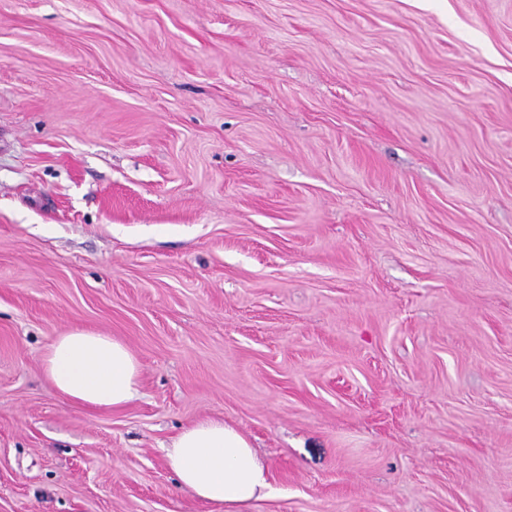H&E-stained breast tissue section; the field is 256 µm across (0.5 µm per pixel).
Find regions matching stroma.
Returning <instances> with one entry per match:
<instances>
[{"label": "stroma", "mask_w": 512, "mask_h": 512, "mask_svg": "<svg viewBox=\"0 0 512 512\" xmlns=\"http://www.w3.org/2000/svg\"><path fill=\"white\" fill-rule=\"evenodd\" d=\"M206 418L250 512H512V0H0V512H220ZM43 367L56 389L77 404L120 407L139 393L140 363L111 336L70 329L50 345ZM167 456L179 486L225 512H244L273 494L266 465L246 437L224 421L201 420L184 428Z\"/></svg>", "instance_id": "35a3bbf8"}]
</instances>
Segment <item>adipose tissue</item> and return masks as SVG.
I'll return each instance as SVG.
<instances>
[{
    "mask_svg": "<svg viewBox=\"0 0 512 512\" xmlns=\"http://www.w3.org/2000/svg\"><path fill=\"white\" fill-rule=\"evenodd\" d=\"M46 375L70 401L96 408L123 406L139 393L140 363L112 337L79 328L57 336L43 357ZM180 486L224 512H246L273 489L268 469L246 437L220 420L184 428L168 449Z\"/></svg>",
    "mask_w": 512,
    "mask_h": 512,
    "instance_id": "obj_1",
    "label": "adipose tissue"
}]
</instances>
